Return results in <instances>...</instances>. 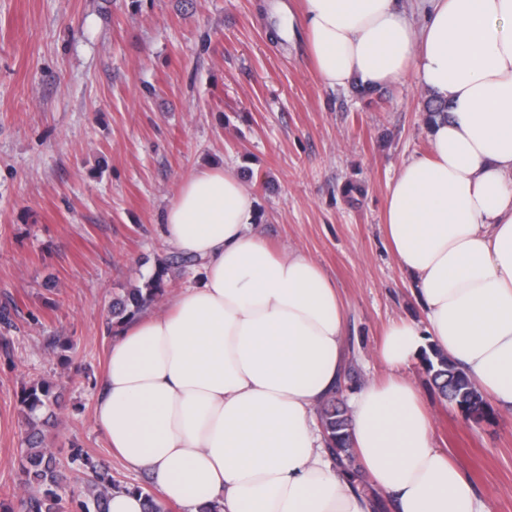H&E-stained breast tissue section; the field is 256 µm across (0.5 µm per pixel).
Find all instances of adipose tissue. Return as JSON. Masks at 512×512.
Instances as JSON below:
<instances>
[{"label": "adipose tissue", "mask_w": 512, "mask_h": 512, "mask_svg": "<svg viewBox=\"0 0 512 512\" xmlns=\"http://www.w3.org/2000/svg\"><path fill=\"white\" fill-rule=\"evenodd\" d=\"M302 4L325 86L412 76L448 103L426 126L429 155L401 165L384 206L426 324L390 322L387 377L349 397L372 490H353L317 417L343 380L338 290L313 258L255 231V198L225 167H196L168 203L165 240L199 271L112 339L95 422L187 512H373L380 495L395 512H483L404 368L434 347L512 413V0Z\"/></svg>", "instance_id": "adipose-tissue-1"}]
</instances>
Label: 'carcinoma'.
<instances>
[{"instance_id": "1", "label": "carcinoma", "mask_w": 512, "mask_h": 512, "mask_svg": "<svg viewBox=\"0 0 512 512\" xmlns=\"http://www.w3.org/2000/svg\"><path fill=\"white\" fill-rule=\"evenodd\" d=\"M188 265L190 260L177 253L159 260L154 273L145 279L142 286L129 288L114 298L112 315L117 318L116 324L123 325L143 313L166 292L172 269ZM424 362L426 373L438 392L454 403L465 418L489 415V405L472 379L448 360L447 355L434 349L432 354L424 356ZM54 389L55 384L49 381L37 382L25 391L21 400L29 426L26 448L19 464V485L25 493L21 505L25 512H107L109 494L118 485L109 469L90 463L89 458L79 451L73 454L71 460L82 461L88 469L87 498L68 503L60 494L64 486L62 466L55 453L45 446L44 433L39 428V415L52 404ZM318 413L326 436L327 451L353 481L363 485L362 475L355 466L348 408L333 394L322 404Z\"/></svg>"}]
</instances>
